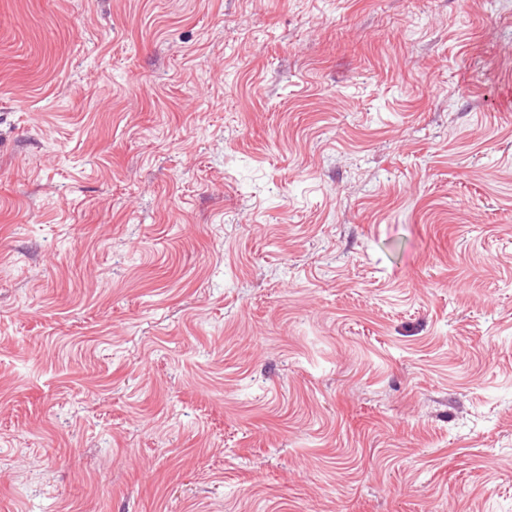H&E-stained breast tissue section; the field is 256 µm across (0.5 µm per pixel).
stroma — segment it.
<instances>
[{"label":"stroma","instance_id":"1","mask_svg":"<svg viewBox=\"0 0 512 512\" xmlns=\"http://www.w3.org/2000/svg\"><path fill=\"white\" fill-rule=\"evenodd\" d=\"M0 512H512V0H0Z\"/></svg>","mask_w":512,"mask_h":512}]
</instances>
